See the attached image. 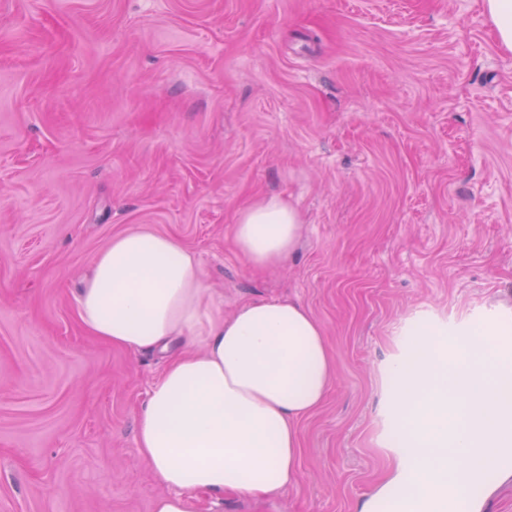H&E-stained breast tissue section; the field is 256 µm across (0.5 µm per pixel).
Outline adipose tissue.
<instances>
[{
    "mask_svg": "<svg viewBox=\"0 0 512 512\" xmlns=\"http://www.w3.org/2000/svg\"><path fill=\"white\" fill-rule=\"evenodd\" d=\"M302 233L299 211L279 196L244 206L233 224L254 268L278 266ZM77 311L99 341L167 355L138 416V451L168 489L153 512H192L199 490L277 497L297 485L298 423L332 381L325 331L304 306L250 300L225 314L192 251L135 231L97 253Z\"/></svg>",
    "mask_w": 512,
    "mask_h": 512,
    "instance_id": "ef3b65f1",
    "label": "adipose tissue"
}]
</instances>
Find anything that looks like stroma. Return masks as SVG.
Wrapping results in <instances>:
<instances>
[{
  "mask_svg": "<svg viewBox=\"0 0 512 512\" xmlns=\"http://www.w3.org/2000/svg\"><path fill=\"white\" fill-rule=\"evenodd\" d=\"M482 0H0V512H152L137 450L163 370L88 336L76 297L112 236L170 234L225 312L293 299L333 377L279 499L194 512H357L406 441L392 373L417 332L512 344V53ZM306 226L265 270L236 212ZM512 512V474L470 489ZM303 233L299 211L280 196H269L238 210L233 238L253 268L278 266L293 254Z\"/></svg>",
  "mask_w": 512,
  "mask_h": 512,
  "instance_id": "1",
  "label": "stroma"
}]
</instances>
